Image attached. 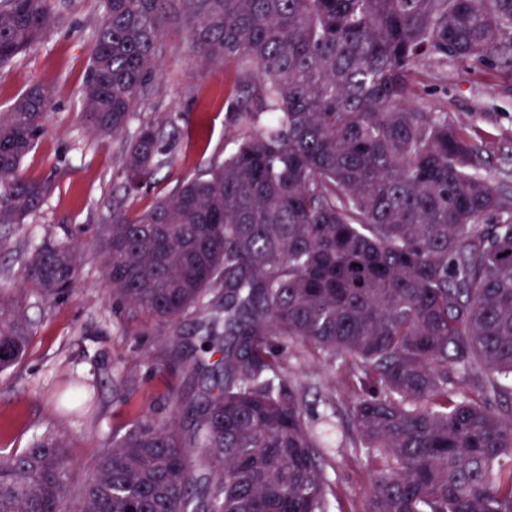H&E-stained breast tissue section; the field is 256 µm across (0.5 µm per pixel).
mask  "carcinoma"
<instances>
[{"instance_id": "obj_1", "label": "carcinoma", "mask_w": 512, "mask_h": 512, "mask_svg": "<svg viewBox=\"0 0 512 512\" xmlns=\"http://www.w3.org/2000/svg\"><path fill=\"white\" fill-rule=\"evenodd\" d=\"M102 2L83 114L103 139L134 129L128 192L175 162L177 115L138 122L170 17L190 60L237 63L234 150L135 216L115 203L100 229L113 307L198 316V347L174 333L164 365L212 385L177 394L165 424L113 433L78 487L45 430L0 458V512H327L320 444L286 382L292 344L355 394L350 448L374 465L364 512H512V412L494 409L512 398V202L448 113L404 104L426 62H508L512 0ZM53 22L52 0H0V66ZM51 102L38 83L0 113L6 234L51 194L20 172ZM80 262L47 237L18 288L0 287V372L32 339L24 292L58 298ZM70 384L75 416L96 393Z\"/></svg>"}]
</instances>
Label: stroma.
Returning <instances> with one entry per match:
<instances>
[{"label":"stroma","mask_w":512,"mask_h":512,"mask_svg":"<svg viewBox=\"0 0 512 512\" xmlns=\"http://www.w3.org/2000/svg\"><path fill=\"white\" fill-rule=\"evenodd\" d=\"M54 15L55 26L45 42L0 68V112L34 83L53 88L44 131L20 170L25 177L49 179L54 185L40 211L13 235L11 247L0 250V284L18 285L17 248L48 235L78 247L80 275L76 287L57 299L28 295L26 312L34 326L30 346L15 367L0 372V456L26 448L46 427H54L66 438L79 483L127 421L148 416L161 423L170 417L172 391L185 390L188 384L161 362L166 338L175 328L185 340L196 339L193 317L173 328L113 313L98 227L113 200H123L129 214H137L170 193L178 179L231 151L224 98L234 86L236 68L231 63L210 68L189 62L183 22L169 23L162 74L140 118L152 121L178 113L176 161L128 194L119 175L125 137H97L81 108L101 0H54ZM409 100L447 113L459 124L482 149L481 175L512 196V67L476 58L427 64L416 74ZM72 377L97 392L94 409L79 417L64 415L56 401L57 390ZM286 377L301 389L310 429L322 438L321 455L332 489L330 512H362L373 467L348 446L355 433L350 413L354 395L342 373L296 344L288 351Z\"/></svg>","instance_id":"obj_1"}]
</instances>
